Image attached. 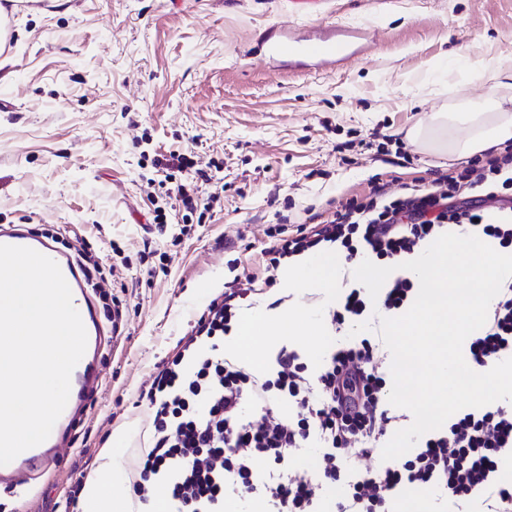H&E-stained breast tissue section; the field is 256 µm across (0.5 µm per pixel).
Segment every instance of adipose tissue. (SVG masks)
Here are the masks:
<instances>
[{"label":"adipose tissue","instance_id":"ef3b65f1","mask_svg":"<svg viewBox=\"0 0 512 512\" xmlns=\"http://www.w3.org/2000/svg\"><path fill=\"white\" fill-rule=\"evenodd\" d=\"M469 75L492 87L480 103L455 102L448 107V136L455 158H466L491 150L512 139V96L502 88L512 73L486 69L473 61H465ZM115 456L102 455L99 473L84 488V512H131V495L120 477Z\"/></svg>","mask_w":512,"mask_h":512}]
</instances>
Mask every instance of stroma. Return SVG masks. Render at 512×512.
Instances as JSON below:
<instances>
[{"label": "stroma", "instance_id": "1", "mask_svg": "<svg viewBox=\"0 0 512 512\" xmlns=\"http://www.w3.org/2000/svg\"><path fill=\"white\" fill-rule=\"evenodd\" d=\"M0 13V225L87 246L110 268L124 320L96 356L103 385L56 469L25 498L0 494V512H65L116 432L130 472L154 366L225 283L264 281L269 232L331 219L338 201L365 200L373 175L409 182L467 166L405 133L449 100L485 98L465 59L512 70V0H319L312 13L290 0H0ZM340 25L368 34L333 65L272 59L262 45L272 28ZM401 147L411 159L398 164ZM175 153L191 167L167 172ZM179 182L210 205L184 211ZM284 276L257 309L322 303Z\"/></svg>", "mask_w": 512, "mask_h": 512}]
</instances>
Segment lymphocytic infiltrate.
Instances as JSON below:
<instances>
[{
    "label": "lymphocytic infiltrate",
    "mask_w": 512,
    "mask_h": 512,
    "mask_svg": "<svg viewBox=\"0 0 512 512\" xmlns=\"http://www.w3.org/2000/svg\"><path fill=\"white\" fill-rule=\"evenodd\" d=\"M367 202L339 204L323 224L280 225L266 249L282 259L341 245L347 261L365 254L398 272L378 303L406 306L414 287L403 262L449 226L512 245V226L489 218L487 203L512 198V145L460 170H434L429 182L389 183L372 177ZM255 284L226 286L195 322L181 352L157 366L147 393L151 445L135 462L132 485L140 512H152L156 487L166 512H224L227 494L264 512H388L407 487L462 503L483 497L489 512H512V485L497 480L512 450V403L449 417L445 431L376 469L353 473L347 459L380 455L394 421L379 367L380 343L364 338L331 352L316 374L297 351L281 349L268 372L248 369L223 351L231 321L256 303ZM512 352V278L472 336L468 366L482 373ZM316 443L315 469L292 465L295 451Z\"/></svg>",
    "instance_id": "obj_1"
}]
</instances>
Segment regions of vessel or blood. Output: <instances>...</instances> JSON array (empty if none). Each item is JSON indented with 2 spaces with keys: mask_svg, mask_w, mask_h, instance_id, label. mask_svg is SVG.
<instances>
[{
  "mask_svg": "<svg viewBox=\"0 0 512 512\" xmlns=\"http://www.w3.org/2000/svg\"><path fill=\"white\" fill-rule=\"evenodd\" d=\"M359 35L358 29L349 28L337 36L289 37L269 36L266 53L271 57H288L317 65L333 64L345 60ZM0 244L32 248L53 259L59 265L68 283L73 304L78 310L87 332V345L100 349L106 336L104 319L94 303V293L83 275L73 252L51 248L46 242L32 238L21 226L0 227ZM102 385L100 371L88 359H81L70 378L71 391L89 396ZM75 423L71 410H63L50 436L40 445L19 454L12 462L0 465V489L15 494L28 491L44 474L53 468L60 455V441Z\"/></svg>",
  "mask_w": 512,
  "mask_h": 512,
  "instance_id": "vessel-or-blood-1",
  "label": "vessel or blood"
}]
</instances>
